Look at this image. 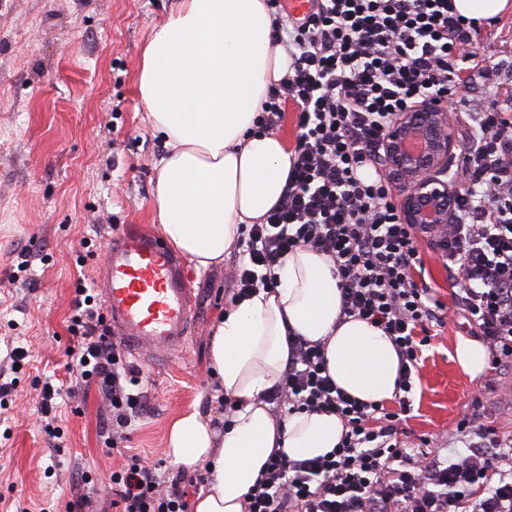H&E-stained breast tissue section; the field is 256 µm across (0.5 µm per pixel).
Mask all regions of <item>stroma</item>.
Wrapping results in <instances>:
<instances>
[{"label":"stroma","mask_w":512,"mask_h":512,"mask_svg":"<svg viewBox=\"0 0 512 512\" xmlns=\"http://www.w3.org/2000/svg\"><path fill=\"white\" fill-rule=\"evenodd\" d=\"M174 0H0V379L14 381L0 402V512H118L110 475L124 450L161 478L183 475L189 494L204 469L178 472L163 453L172 421L197 408L222 425L209 357L213 325L234 289L227 265L190 269L194 323L186 350L168 365L137 362L145 406L119 450L108 446L112 413L97 388L68 370L77 339L69 329L77 281L93 286L105 244L129 226L155 229L153 188L163 139L137 92L143 52ZM489 67L466 92L512 106V15L472 32ZM476 333L448 320L422 351L404 424L408 438L437 437L463 452L455 427L479 408L499 434H512V368L460 371L458 337ZM26 351L12 369L13 347ZM60 387L55 427L40 407L45 381Z\"/></svg>","instance_id":"stroma-1"}]
</instances>
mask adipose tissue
<instances>
[{
	"instance_id": "adipose-tissue-1",
	"label": "adipose tissue",
	"mask_w": 512,
	"mask_h": 512,
	"mask_svg": "<svg viewBox=\"0 0 512 512\" xmlns=\"http://www.w3.org/2000/svg\"><path fill=\"white\" fill-rule=\"evenodd\" d=\"M273 19L265 0H176L143 53L138 90L168 148L156 165V221L198 268L222 264L240 226L262 223L285 191L291 150L257 128L262 102L288 68L271 38ZM276 274V288L231 302L212 332L210 361L221 392L236 404L229 422L217 426L193 408L169 428L170 462L209 468L193 512H248L246 495L273 452L305 460L338 444V416L278 420L265 401L290 358L289 337L324 341L328 372L352 397L382 404L397 392L390 338L365 320L341 319L326 256L297 249Z\"/></svg>"
}]
</instances>
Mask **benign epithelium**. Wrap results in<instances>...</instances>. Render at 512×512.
Returning a JSON list of instances; mask_svg holds the SVG:
<instances>
[{"label": "benign epithelium", "mask_w": 512, "mask_h": 512, "mask_svg": "<svg viewBox=\"0 0 512 512\" xmlns=\"http://www.w3.org/2000/svg\"><path fill=\"white\" fill-rule=\"evenodd\" d=\"M385 170L400 198L404 223L439 231L450 223L453 186L448 153L453 147L446 102L429 98L401 113L384 143Z\"/></svg>", "instance_id": "benign-epithelium-1"}]
</instances>
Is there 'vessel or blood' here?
Wrapping results in <instances>:
<instances>
[{
	"mask_svg": "<svg viewBox=\"0 0 512 512\" xmlns=\"http://www.w3.org/2000/svg\"><path fill=\"white\" fill-rule=\"evenodd\" d=\"M106 250L96 286L119 344L151 364L168 361L185 348L194 320L184 271L159 236L146 230L112 237Z\"/></svg>",
	"mask_w": 512,
	"mask_h": 512,
	"instance_id": "obj_1",
	"label": "vessel or blood"
}]
</instances>
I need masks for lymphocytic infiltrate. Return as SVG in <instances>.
Wrapping results in <instances>:
<instances>
[{"mask_svg": "<svg viewBox=\"0 0 512 512\" xmlns=\"http://www.w3.org/2000/svg\"><path fill=\"white\" fill-rule=\"evenodd\" d=\"M272 40L287 77L261 105V124L280 120L283 100L299 110V135L284 195L265 223L246 224L230 271L236 297L275 287L288 253L308 247L332 263L342 318L380 327L399 359L398 410L364 403L327 372L323 341L289 337L291 358L270 402L286 412H326L345 432L324 456L273 454L248 493V512H512V436L480 412L462 416L466 455H427L432 438L400 439L430 327L456 313L486 343L489 364L512 366V113L464 94L485 59L470 51L471 21L452 0H313L307 16L274 18ZM450 100L467 136L452 174L454 220L441 231L451 303L413 277L419 234L404 223L386 177L383 141L392 121L427 96ZM69 330L78 340L77 380L96 382L123 433L145 404L133 371L105 330L101 304L75 288ZM122 512H188L181 478L163 480L129 454L111 476Z\"/></svg>", "mask_w": 512, "mask_h": 512, "instance_id": "obj_1", "label": "lymphocytic infiltrate"}]
</instances>
